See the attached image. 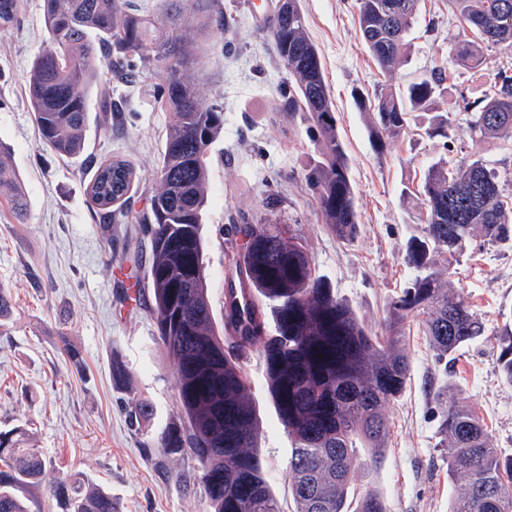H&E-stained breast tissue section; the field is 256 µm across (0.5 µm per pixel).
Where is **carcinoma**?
<instances>
[{"label":"carcinoma","instance_id":"obj_1","mask_svg":"<svg viewBox=\"0 0 512 512\" xmlns=\"http://www.w3.org/2000/svg\"><path fill=\"white\" fill-rule=\"evenodd\" d=\"M156 12L130 0H43L47 48L31 64L27 102L42 142L58 156L81 157L89 103L97 97L105 127L118 111L97 63L136 77L166 72L158 101L172 114L160 155L150 209L147 269L151 313L160 345L173 364L177 415L161 419L153 404L126 386L135 421L150 445L174 461L197 462V481L209 512H281L258 454L259 409L241 365L258 349L280 424L291 438L288 482L297 512H387L383 496L356 491L357 470L380 466L388 434L386 405L403 391L410 361L402 329L414 316L437 361L452 362L478 341L485 324L467 298L449 287L451 265L475 238L512 245V200L499 189L500 173L479 151L459 163L442 155L424 173L420 189L404 192L426 210L425 224L405 242L411 276L388 306V335L374 336L329 282L315 275L304 247L281 224L260 220L239 231L248 241L236 260L239 287L225 293L217 322L209 300L203 221L208 207L207 155L224 128L223 106L208 95L199 46L224 19L220 0H159ZM463 31L488 48H512V0H448ZM21 0H0V28L13 25ZM417 0H357L361 38L386 72L399 62L416 18ZM271 37L288 72V110L301 103L317 159L308 173L322 219L336 238L351 242L359 220L350 162L340 141L334 105L319 52L300 0L276 11ZM483 46V47H485ZM483 47L467 38L454 48L460 66H487ZM442 74L360 99L371 114L378 152L385 139L410 127L412 113L436 99ZM468 123L472 145L512 137V73L501 69L491 92ZM423 134L448 149L451 125L435 117ZM0 141V201L17 224L28 221L25 183ZM133 165L113 158L96 166L91 205L110 208L130 198ZM498 370L512 385V324L499 332ZM437 447L448 455L453 484L449 512H512V456L496 448L474 412L456 402L441 410ZM25 429L0 431V512H30L27 490L48 469ZM60 512H118L112 492L84 475L50 482Z\"/></svg>","mask_w":512,"mask_h":512}]
</instances>
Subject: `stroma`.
I'll use <instances>...</instances> for the list:
<instances>
[{
    "mask_svg": "<svg viewBox=\"0 0 512 512\" xmlns=\"http://www.w3.org/2000/svg\"><path fill=\"white\" fill-rule=\"evenodd\" d=\"M222 3L224 25L203 47L205 85L224 105V128L208 155L204 226L213 312L223 313L224 290L242 246L236 226L263 218L284 225L305 248L316 275L372 333H380L390 300L410 277L403 246L425 221L424 207L403 190L417 188L442 145L421 134L428 115L418 112L408 132L377 153L356 95L371 97L384 84L404 85L438 69L450 74L436 110L457 135L453 156L460 159L472 143L471 113L459 96L474 101L490 91L498 69H512V48L488 49L486 70L464 69L451 54L460 28L448 0H418L404 55L387 76L361 39L356 0H302L350 159L360 229L345 242L322 224L306 181L316 149L304 113L288 109V74L270 37L276 0ZM42 4L24 0L18 22L0 29V140L10 146L31 202L24 224L12 223L0 206V289L14 307L0 325V429L25 427L51 478L86 474L111 491L121 512H207L193 487V466L164 461L158 449L147 447V435L130 421L125 392L134 387L161 416L177 411L174 369L150 309L128 296L150 255L138 218L149 208L171 121L153 98L165 75L128 83L102 71L122 108L110 128L90 126L79 162L59 158L42 143L27 105L28 70L47 47ZM113 157L129 160L137 178L125 216L107 230L86 187L91 168ZM451 286L467 295L486 331L445 368L436 363L420 323L406 327L410 376L386 408L387 448L373 474L389 512H448L452 483L437 447L442 402L467 406L483 420L495 447L512 456V386L502 382L497 366L498 332L512 312V245L470 249L454 266ZM70 347L79 362L67 356ZM116 355L127 366L128 383L112 376ZM242 365L260 409L266 474L282 512H296L288 487L291 440L269 398L263 363L253 351Z\"/></svg>",
    "mask_w": 512,
    "mask_h": 512,
    "instance_id": "obj_1",
    "label": "stroma"
}]
</instances>
